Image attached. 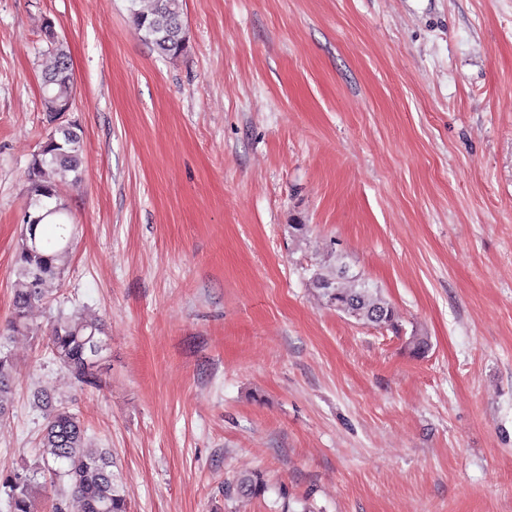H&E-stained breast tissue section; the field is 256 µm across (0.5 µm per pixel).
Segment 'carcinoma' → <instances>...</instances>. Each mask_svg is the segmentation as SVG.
<instances>
[{
  "label": "carcinoma",
  "instance_id": "obj_1",
  "mask_svg": "<svg viewBox=\"0 0 512 512\" xmlns=\"http://www.w3.org/2000/svg\"><path fill=\"white\" fill-rule=\"evenodd\" d=\"M133 23L142 38L160 54L174 58L184 51L186 36L180 15V0H134ZM50 61L42 92L46 112L56 121V113L75 102L74 81L69 57L58 37H46ZM83 138L78 127L58 124L49 132L35 157L30 174L29 193L34 212L26 223L43 225L31 242L21 236L15 255L12 317L8 328L0 331V417L10 412L13 397L15 363L8 349L11 334L38 333L31 326L33 309L55 299L64 278L69 243L68 225L42 224L52 214L67 212L59 197V185L68 174L79 173L82 166ZM312 283L336 310L362 324L386 325L393 321V310L380 290L371 288L342 267L321 266L312 273ZM107 338L95 318L59 316L48 331L47 348L53 359L67 369L81 386L96 388L100 381L98 365L107 350ZM46 422L39 439V456L30 467L0 474V486L6 489L9 512H34L35 495L43 489L39 477L52 472L63 480V487L79 504V512H127L125 499L112 478V452L94 450L83 422L69 407L47 401ZM259 473H245L235 481L240 496L265 492Z\"/></svg>",
  "mask_w": 512,
  "mask_h": 512
}]
</instances>
